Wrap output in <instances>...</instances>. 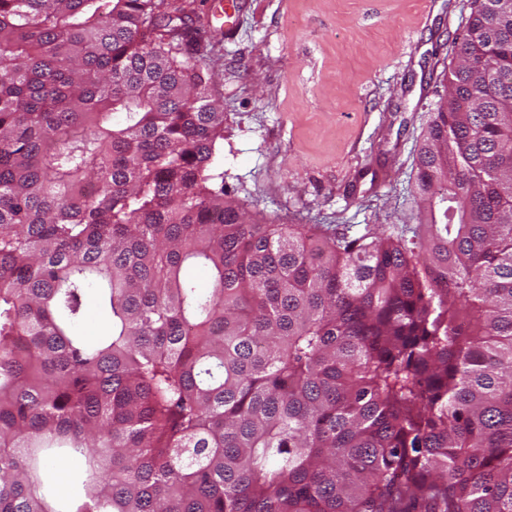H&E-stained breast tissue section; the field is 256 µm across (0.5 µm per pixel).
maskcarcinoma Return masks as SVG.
I'll list each match as a JSON object with an SVG mask.
<instances>
[{
    "label": "carcinoma",
    "instance_id": "1",
    "mask_svg": "<svg viewBox=\"0 0 512 512\" xmlns=\"http://www.w3.org/2000/svg\"><path fill=\"white\" fill-rule=\"evenodd\" d=\"M200 30L0 0V512H512V0L454 41L417 223L357 235L215 185ZM87 323L84 326L83 333L87 336H103L108 333L109 324L98 305L97 297L94 292H90L86 300ZM77 471L78 467L76 465L58 467L52 470L48 486L58 500H69L78 492L72 480V475Z\"/></svg>",
    "mask_w": 512,
    "mask_h": 512
}]
</instances>
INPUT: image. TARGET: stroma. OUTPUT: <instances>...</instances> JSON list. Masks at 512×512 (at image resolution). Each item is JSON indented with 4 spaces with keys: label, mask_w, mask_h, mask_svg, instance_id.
Wrapping results in <instances>:
<instances>
[{
    "label": "stroma",
    "mask_w": 512,
    "mask_h": 512,
    "mask_svg": "<svg viewBox=\"0 0 512 512\" xmlns=\"http://www.w3.org/2000/svg\"><path fill=\"white\" fill-rule=\"evenodd\" d=\"M224 188L265 224L411 223L409 189L471 0H197Z\"/></svg>",
    "instance_id": "35a3bbf8"
}]
</instances>
